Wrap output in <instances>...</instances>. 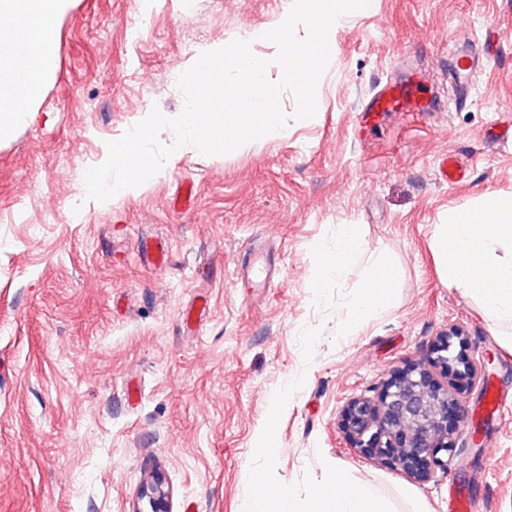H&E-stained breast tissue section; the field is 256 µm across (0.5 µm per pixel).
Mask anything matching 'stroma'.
Here are the masks:
<instances>
[{
  "label": "stroma",
  "mask_w": 512,
  "mask_h": 512,
  "mask_svg": "<svg viewBox=\"0 0 512 512\" xmlns=\"http://www.w3.org/2000/svg\"><path fill=\"white\" fill-rule=\"evenodd\" d=\"M292 0H73L57 21L55 68L29 117L0 136V512H134L162 471L171 512H249L266 471L303 512L325 463L368 482L392 512H448L459 460L478 512H512V419L475 389L447 470L413 481L354 452L338 428L350 398L465 329L488 380L512 393V360L482 304L443 283L435 224L489 193H512V0H370L329 39L317 112L287 138L226 155L178 149L136 195L100 203L85 174L107 144L159 108L204 45L273 28ZM501 37L465 103L448 50ZM416 67L440 100L420 125L396 113L371 133L362 101ZM466 175L445 184L439 157ZM192 197H185V188ZM359 225L399 275L389 305L337 338L366 276L360 260L313 287L319 249ZM283 273L257 291L236 276L250 243ZM163 247V265L146 248ZM272 433L276 459L260 450Z\"/></svg>",
  "instance_id": "stroma-1"
}]
</instances>
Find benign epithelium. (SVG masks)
I'll return each instance as SVG.
<instances>
[{
    "mask_svg": "<svg viewBox=\"0 0 512 512\" xmlns=\"http://www.w3.org/2000/svg\"><path fill=\"white\" fill-rule=\"evenodd\" d=\"M485 379V362L470 357L464 330L452 326L437 337L429 362L391 375L375 400L350 399L339 413V428L359 454L428 481L448 467L441 454L456 448L448 414L462 412L463 395ZM169 496L164 474L152 472L141 490L151 512H169Z\"/></svg>",
    "mask_w": 512,
    "mask_h": 512,
    "instance_id": "7a95c632",
    "label": "benign epithelium"
}]
</instances>
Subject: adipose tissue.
Instances as JSON below:
<instances>
[{"label":"adipose tissue","instance_id":"ef3b65f1","mask_svg":"<svg viewBox=\"0 0 512 512\" xmlns=\"http://www.w3.org/2000/svg\"><path fill=\"white\" fill-rule=\"evenodd\" d=\"M71 0H0V17L14 21L0 30V135L30 114L54 67L56 21ZM365 250L358 225L344 227L340 246L318 253L315 282L340 276ZM432 250L448 285L476 297L499 323H512V194H491L466 214L449 212L435 225ZM397 275L375 257L349 313L336 327L337 337L355 334L373 309L392 297ZM309 512H388L379 489L333 471L316 482Z\"/></svg>","mask_w":512,"mask_h":512}]
</instances>
